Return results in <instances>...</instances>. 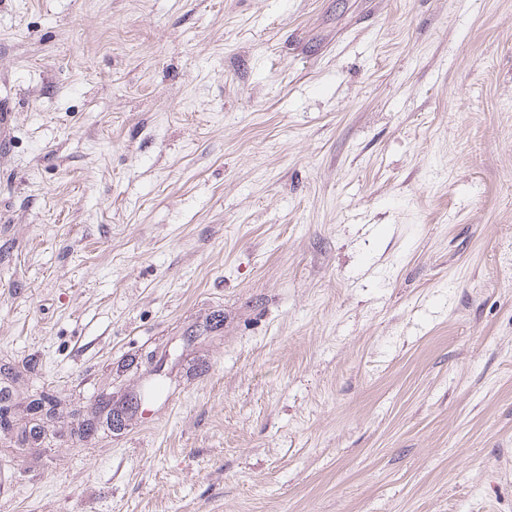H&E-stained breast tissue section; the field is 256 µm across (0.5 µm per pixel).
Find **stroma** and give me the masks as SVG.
<instances>
[{
	"mask_svg": "<svg viewBox=\"0 0 512 512\" xmlns=\"http://www.w3.org/2000/svg\"><path fill=\"white\" fill-rule=\"evenodd\" d=\"M4 114L0 512H512V0H0Z\"/></svg>",
	"mask_w": 512,
	"mask_h": 512,
	"instance_id": "35a3bbf8",
	"label": "stroma"
}]
</instances>
